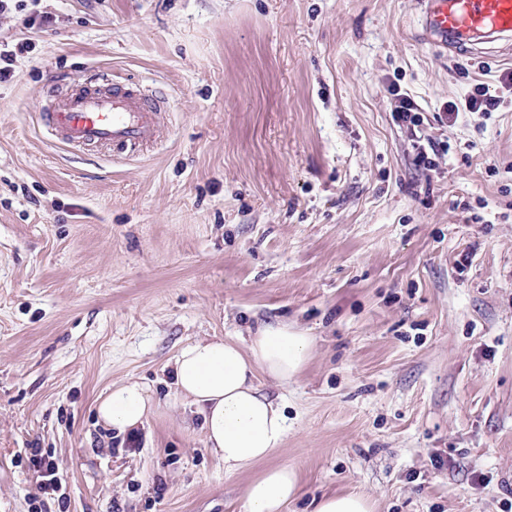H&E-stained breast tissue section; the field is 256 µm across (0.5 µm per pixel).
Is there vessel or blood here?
<instances>
[{
    "label": "vessel or blood",
    "mask_w": 512,
    "mask_h": 512,
    "mask_svg": "<svg viewBox=\"0 0 512 512\" xmlns=\"http://www.w3.org/2000/svg\"><path fill=\"white\" fill-rule=\"evenodd\" d=\"M423 30L452 53H512V0H425ZM160 110L143 82L98 72L53 92L38 114L71 149L135 153L159 140Z\"/></svg>",
    "instance_id": "obj_1"
}]
</instances>
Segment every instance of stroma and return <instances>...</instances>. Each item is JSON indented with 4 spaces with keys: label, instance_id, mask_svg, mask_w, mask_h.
<instances>
[{
    "label": "stroma",
    "instance_id": "35a3bbf8",
    "mask_svg": "<svg viewBox=\"0 0 512 512\" xmlns=\"http://www.w3.org/2000/svg\"><path fill=\"white\" fill-rule=\"evenodd\" d=\"M39 8L50 27L0 19L31 46L0 83V512H245L262 468L225 475L171 363L278 323L315 339L298 378L263 383L288 415L287 512L351 490L374 512H512V62L435 46L421 0ZM93 70L164 97L157 144L73 151L38 123L54 77ZM479 83L496 110H467ZM127 380L158 407L118 435L95 402ZM391 93L398 100V105L393 111L394 120L406 124L410 129L411 126L413 130L415 127L418 128L423 123V118L416 112L418 111L416 104L407 95L398 94L396 89H392ZM30 454L29 460L40 478V490L44 494H49V490L55 492L60 480L51 456L42 454L40 448L31 449Z\"/></svg>",
    "mask_w": 512,
    "mask_h": 512
}]
</instances>
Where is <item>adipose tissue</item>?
<instances>
[{"label":"adipose tissue","instance_id":"1","mask_svg":"<svg viewBox=\"0 0 512 512\" xmlns=\"http://www.w3.org/2000/svg\"><path fill=\"white\" fill-rule=\"evenodd\" d=\"M312 337L267 324L246 342L205 338L185 345L174 359L173 384L183 403L196 415L206 445L232 475L256 464L263 471L246 487L247 512H283L300 493L292 468L268 465L288 433L282 403L255 384L256 375L285 385L308 364ZM156 408L151 388L138 381L112 387L97 404V414L111 429L135 430Z\"/></svg>","mask_w":512,"mask_h":512}]
</instances>
